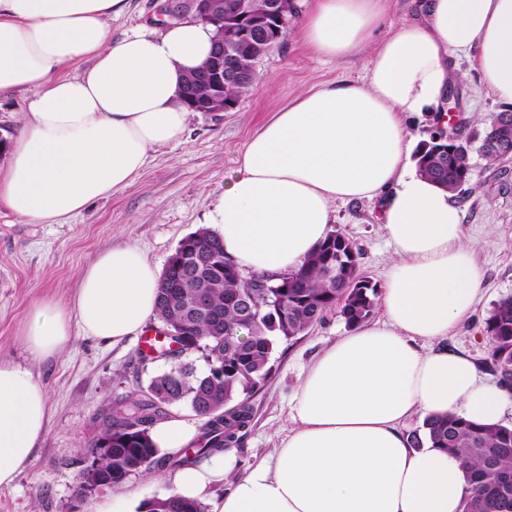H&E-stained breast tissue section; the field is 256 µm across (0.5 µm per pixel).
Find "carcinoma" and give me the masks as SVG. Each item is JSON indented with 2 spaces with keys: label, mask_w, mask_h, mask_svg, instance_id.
<instances>
[{
  "label": "carcinoma",
  "mask_w": 512,
  "mask_h": 512,
  "mask_svg": "<svg viewBox=\"0 0 512 512\" xmlns=\"http://www.w3.org/2000/svg\"><path fill=\"white\" fill-rule=\"evenodd\" d=\"M249 74L227 82L224 95L236 101L258 80L251 69L254 57L266 55L248 42L239 46ZM503 112L490 116L481 130L462 123H436L430 139L419 143L413 155L417 169L455 196L472 185L476 152L486 166L500 158L488 143ZM183 255L195 257L194 266L168 268L169 287L158 288V332L168 324L179 335L167 337L159 356L173 360L168 370L155 375L146 389L129 393L112 403L103 415L100 434L87 451L96 463L101 487L121 484L130 476L159 470H179L237 443L238 432L250 418L248 401L267 378L268 363L280 338L302 336L332 311L353 327L367 321L375 309L377 289L361 270V252L344 232L336 229L299 270L273 282L245 274L224 254L220 237L200 227L179 243ZM207 306L196 305L199 293ZM487 364L512 386V295L500 298L484 320ZM199 353L207 368L197 370L179 357ZM187 402L206 419L201 434L179 453L161 454L149 430L165 418L166 408ZM463 458L471 486L462 512H512V425H487L456 414L431 417L410 434L411 444L425 442ZM147 512H206L201 503L175 494L142 503Z\"/></svg>",
  "instance_id": "1"
}]
</instances>
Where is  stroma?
<instances>
[{
    "instance_id": "35a3bbf8",
    "label": "stroma",
    "mask_w": 512,
    "mask_h": 512,
    "mask_svg": "<svg viewBox=\"0 0 512 512\" xmlns=\"http://www.w3.org/2000/svg\"><path fill=\"white\" fill-rule=\"evenodd\" d=\"M161 2L130 0L127 12L111 22L113 37L142 27L162 31L169 20L159 13ZM368 62L365 52L344 61L317 57L292 34L260 61L259 83L233 110L190 113L187 142L152 151L140 177L112 197L92 203L63 224H25L1 208L0 361L26 362L19 328L32 305L70 302L79 270L101 250L132 242L151 262L164 266L179 242L203 223L209 203L235 174L251 133L301 91L340 78H360ZM458 67L463 78L457 85L456 111L476 128L504 106L467 61H459ZM475 165L473 188L458 202L482 286L447 345L468 356L483 381L495 385L499 378L486 363L482 327L493 304L512 295V161L491 169L480 159ZM334 210V228L356 242L363 273L383 287L392 248L378 219L377 202H339ZM347 330L339 314L331 313L306 335L277 340L270 373L250 400L252 420L240 443L224 450L225 466L243 474L273 453L294 426L290 400L301 375ZM141 350L137 335L115 343L79 335L64 355L35 363L49 395L47 433L16 483L0 487V512H105L116 495L135 504L167 495V474L157 471L130 476L80 502L74 497L85 446L98 435L103 410L116 397L147 386L171 365L165 358L140 363Z\"/></svg>"
}]
</instances>
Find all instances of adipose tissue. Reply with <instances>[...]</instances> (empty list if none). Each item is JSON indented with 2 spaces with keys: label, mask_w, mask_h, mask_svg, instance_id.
Here are the masks:
<instances>
[{
  "label": "adipose tissue",
  "mask_w": 512,
  "mask_h": 512,
  "mask_svg": "<svg viewBox=\"0 0 512 512\" xmlns=\"http://www.w3.org/2000/svg\"><path fill=\"white\" fill-rule=\"evenodd\" d=\"M387 0H313L297 31L315 55L371 54L362 79H338L277 109L248 139L238 170L205 214L246 272L299 269L327 236L336 202L376 199L393 247L366 321L325 349L291 400L297 427L246 474L223 460L184 468L172 491L208 512H461V457L411 447L414 419L454 413L500 423L508 394L482 384L443 340L481 286L463 211L411 160L407 118L435 112L454 56L512 106V0H421L418 16L376 39ZM128 0H0V94L33 91L0 166V207L60 224L132 184L149 154L184 142V80L209 58L214 26L192 18L158 34L113 38ZM159 270L128 242L78 274L69 305L35 304L20 335L32 360L75 333L119 341L156 315ZM48 397L26 366L0 361V486L12 485L47 432ZM227 485L223 497L212 482Z\"/></svg>",
  "instance_id": "1"
}]
</instances>
